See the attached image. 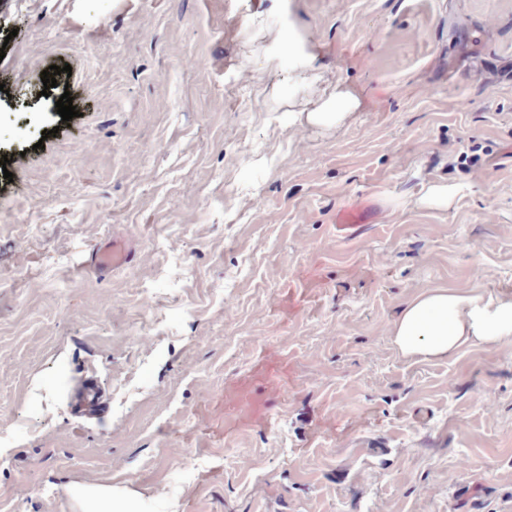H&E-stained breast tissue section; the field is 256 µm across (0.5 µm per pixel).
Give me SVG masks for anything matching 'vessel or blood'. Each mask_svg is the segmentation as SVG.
<instances>
[{"instance_id": "obj_1", "label": "vessel or blood", "mask_w": 512, "mask_h": 512, "mask_svg": "<svg viewBox=\"0 0 512 512\" xmlns=\"http://www.w3.org/2000/svg\"><path fill=\"white\" fill-rule=\"evenodd\" d=\"M383 221L382 212L357 195L337 207L333 229L337 241L350 243L362 240L372 225ZM134 258V248L125 239L115 237L91 250L86 265L94 272L105 274L127 266ZM294 383L292 362L287 354L275 347L267 348L257 362L226 384L223 397L225 430L230 432L242 425H269L279 403ZM69 407L72 414L82 420L97 421L109 415V394L96 374H84L74 384Z\"/></svg>"}]
</instances>
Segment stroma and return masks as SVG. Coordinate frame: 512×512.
<instances>
[{"instance_id": "stroma-1", "label": "stroma", "mask_w": 512, "mask_h": 512, "mask_svg": "<svg viewBox=\"0 0 512 512\" xmlns=\"http://www.w3.org/2000/svg\"><path fill=\"white\" fill-rule=\"evenodd\" d=\"M0 44V512H82L74 485L162 512H459L475 482L478 512H512V337L425 359L390 331L437 288L512 296V0H0ZM52 65L72 73L48 89ZM351 194L386 222L340 244ZM115 235L137 262L84 270ZM268 346L303 384L221 434ZM87 371L99 423L69 410ZM71 413L82 420H103L110 413L107 388L94 373L84 374L69 396Z\"/></svg>"}]
</instances>
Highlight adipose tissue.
I'll list each match as a JSON object with an SVG mask.
<instances>
[{
    "instance_id": "obj_1",
    "label": "adipose tissue",
    "mask_w": 512,
    "mask_h": 512,
    "mask_svg": "<svg viewBox=\"0 0 512 512\" xmlns=\"http://www.w3.org/2000/svg\"><path fill=\"white\" fill-rule=\"evenodd\" d=\"M406 353L443 357L474 344L512 336V298L437 289L411 301L393 326ZM88 512H158L153 500L109 486H73Z\"/></svg>"
}]
</instances>
